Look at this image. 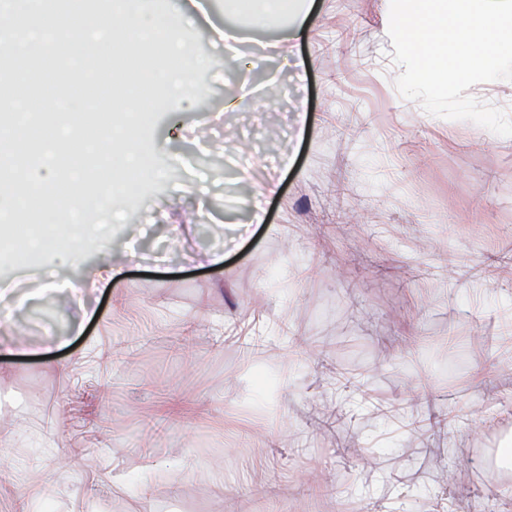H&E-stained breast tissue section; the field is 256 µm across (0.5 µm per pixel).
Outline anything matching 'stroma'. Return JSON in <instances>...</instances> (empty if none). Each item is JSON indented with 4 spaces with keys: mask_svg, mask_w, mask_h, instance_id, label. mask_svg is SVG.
Masks as SVG:
<instances>
[{
    "mask_svg": "<svg viewBox=\"0 0 512 512\" xmlns=\"http://www.w3.org/2000/svg\"><path fill=\"white\" fill-rule=\"evenodd\" d=\"M224 2L166 0L195 16L204 94L157 114L165 177L115 202L126 219L67 270L108 256L122 286L100 288L76 337L63 293L13 315L74 367L0 360V391L26 402L0 410V512H41L44 492L55 512H512L473 445L494 418L471 416L492 392L512 410L498 351L512 279L471 277L512 263V137L398 94L389 0H316L294 47L289 25H248ZM271 173L266 221L240 238ZM212 250L223 273L198 262ZM452 333L472 341L466 389L442 383L448 351L431 346ZM246 336L287 359L267 365L275 391L248 374ZM346 353L358 373L339 388ZM371 390L448 425L377 449L386 421L345 406ZM451 459L466 471L441 482Z\"/></svg>",
    "mask_w": 512,
    "mask_h": 512,
    "instance_id": "obj_1",
    "label": "stroma"
}]
</instances>
